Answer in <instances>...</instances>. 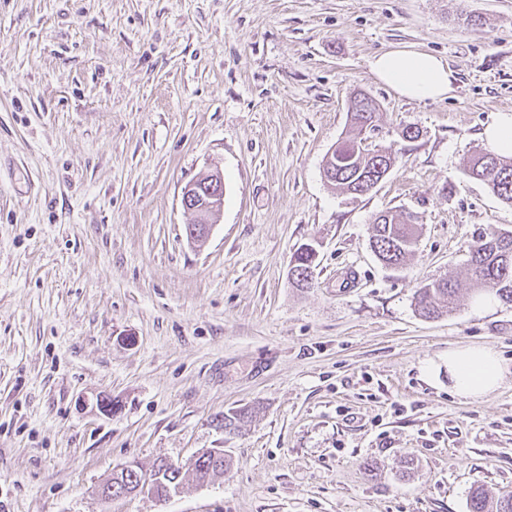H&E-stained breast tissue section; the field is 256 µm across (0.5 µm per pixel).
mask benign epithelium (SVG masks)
<instances>
[{
    "label": "benign epithelium",
    "mask_w": 512,
    "mask_h": 512,
    "mask_svg": "<svg viewBox=\"0 0 512 512\" xmlns=\"http://www.w3.org/2000/svg\"><path fill=\"white\" fill-rule=\"evenodd\" d=\"M182 206L193 213L196 219L194 226L187 230V239L198 243L209 235L213 218L224 206V176L220 171H208L203 174V181L188 184L182 191ZM156 477L148 472L137 473L131 464H125L106 481L99 493L104 500H115L137 493H149L155 497L166 498L172 488L157 489Z\"/></svg>",
    "instance_id": "obj_1"
}]
</instances>
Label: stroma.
I'll return each instance as SVG.
<instances>
[{"instance_id": "1", "label": "stroma", "mask_w": 512, "mask_h": 512, "mask_svg": "<svg viewBox=\"0 0 512 512\" xmlns=\"http://www.w3.org/2000/svg\"><path fill=\"white\" fill-rule=\"evenodd\" d=\"M402 47L448 61L455 96L377 81ZM359 93L396 158L363 196L323 176ZM497 109L512 0H0V512H470L473 485L512 491V383L448 391L449 347L512 363V302L414 307L478 232L512 230L463 175ZM212 169L224 207L193 245L182 191ZM388 208L422 224L399 269L370 247ZM208 448L230 467L202 482ZM160 459L179 492L99 496ZM317 257L318 252L316 248L311 244H303L300 246L292 256L291 260V268L289 270V274L294 270L298 273V275H303L307 269L313 267H317ZM314 274V270H308L305 273L306 281L310 284L312 281V277ZM304 280H299L298 276L295 278V281H292L296 288H306L308 287V283H301Z\"/></svg>"}]
</instances>
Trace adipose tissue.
<instances>
[{"mask_svg":"<svg viewBox=\"0 0 512 512\" xmlns=\"http://www.w3.org/2000/svg\"><path fill=\"white\" fill-rule=\"evenodd\" d=\"M371 73L397 96L410 100L444 99L456 91V73L434 54L397 48L375 55ZM512 376V367L489 345L455 346L448 350V389L456 397L478 401Z\"/></svg>","mask_w":512,"mask_h":512,"instance_id":"adipose-tissue-1","label":"adipose tissue"}]
</instances>
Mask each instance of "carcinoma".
<instances>
[{"instance_id": "cac0c4a2", "label": "carcinoma", "mask_w": 512, "mask_h": 512, "mask_svg": "<svg viewBox=\"0 0 512 512\" xmlns=\"http://www.w3.org/2000/svg\"><path fill=\"white\" fill-rule=\"evenodd\" d=\"M378 106L365 94H357L351 103V127L355 134L341 141L325 161L332 171L327 182L335 189L353 195L368 193V183L388 169L390 157L381 149L365 145L364 134L374 130ZM463 175L487 185L497 198L512 206V158L491 150L479 152L463 170ZM418 216L389 208L373 220L371 247L379 261L391 268L403 265L414 251L420 236ZM467 275L462 280L442 279L425 284L415 293V306L426 318L443 309L453 311L462 293L495 291L512 302V231L490 229L479 234L468 246ZM318 252L311 244L300 246L292 256L291 269L302 275L317 267ZM471 512H512V492L489 496L483 487H475L470 495Z\"/></svg>"}]
</instances>
